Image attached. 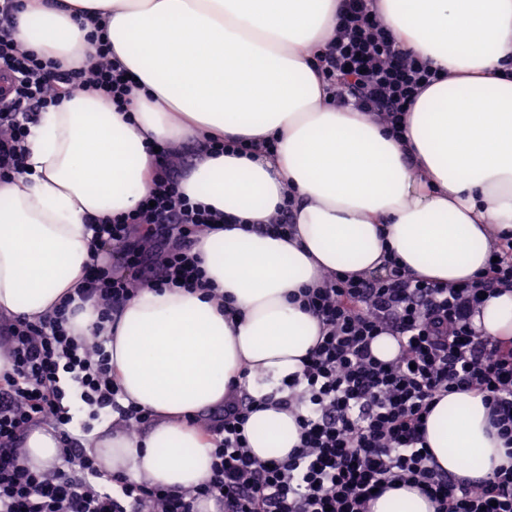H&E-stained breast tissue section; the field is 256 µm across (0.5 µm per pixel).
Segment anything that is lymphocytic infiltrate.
<instances>
[{"mask_svg":"<svg viewBox=\"0 0 512 512\" xmlns=\"http://www.w3.org/2000/svg\"><path fill=\"white\" fill-rule=\"evenodd\" d=\"M22 8V0H0V181L24 172L25 142L39 112L75 90L97 92L121 110L131 92L105 30L90 34L89 59L63 70L12 39ZM318 60L338 103L396 134L419 92L440 79L397 45L373 0H343ZM187 164L182 151L170 153L150 203L91 227L96 248L116 251L134 276L94 263L84 288L41 320L0 322L10 360L0 372V512H200L209 501L215 512H370L377 493L402 487L418 489L435 512H512V339L486 335L473 323L484 297L512 292V235L505 232L492 245L488 271L456 290L418 279L396 260L378 275L330 272L321 285L301 289L298 300L318 319L321 337L279 400L298 413L300 442L286 459L270 466L251 454L245 427L257 406L239 396L214 416L211 472L195 488L101 470L81 441L93 421L116 412L139 433L153 413L120 404L108 339L71 336L72 304L94 302L104 324L141 282L212 293L193 247L224 217L181 191ZM384 334L398 345L389 360L372 350ZM470 390L482 394L511 459L475 481L438 464L425 429L443 396ZM80 410L88 420L75 435L70 426ZM40 425L55 429L61 464L35 471L20 445Z\"/></svg>","mask_w":512,"mask_h":512,"instance_id":"obj_1","label":"lymphocytic infiltrate"}]
</instances>
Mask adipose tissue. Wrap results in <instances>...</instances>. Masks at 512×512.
<instances>
[{
  "instance_id": "1",
  "label": "adipose tissue",
  "mask_w": 512,
  "mask_h": 512,
  "mask_svg": "<svg viewBox=\"0 0 512 512\" xmlns=\"http://www.w3.org/2000/svg\"><path fill=\"white\" fill-rule=\"evenodd\" d=\"M340 0H24L12 30L62 68L83 61L86 19L107 25L112 54L135 77L128 111L76 91L40 113L28 170L0 182V316L35 321L82 287L95 248L87 226L148 198L156 149L204 138L247 144L196 156L181 183L193 201L251 223L202 235L195 251L222 309L201 293L150 286L124 306L107 348L122 405L152 410L141 435L118 416L91 451L108 473L189 490L211 471L212 446L191 419L228 384L263 407L246 426L252 455L283 459L294 415L271 404L301 370L319 322L292 300L324 274L368 275L397 257L415 276L456 285L483 274L497 231H512V0H378L403 48L439 68L395 138L333 103L316 54ZM274 141V152L263 144ZM292 194V233L260 231ZM475 324L512 336V292L486 300ZM440 466L481 479L506 463L476 391L444 396L426 421ZM31 468L56 463L50 427L30 431Z\"/></svg>"
}]
</instances>
